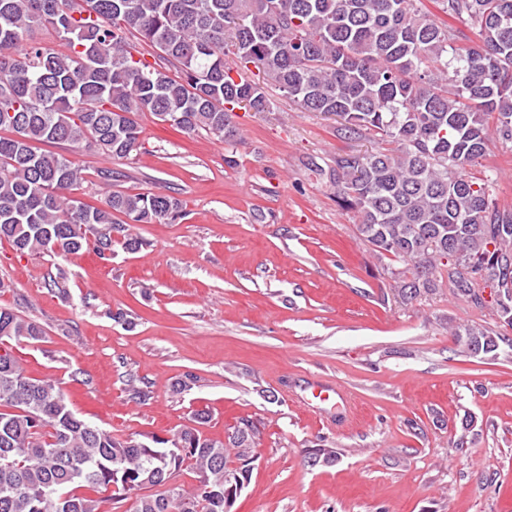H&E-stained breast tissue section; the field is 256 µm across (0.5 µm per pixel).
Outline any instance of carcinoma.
Listing matches in <instances>:
<instances>
[{"label":"carcinoma","mask_w":512,"mask_h":512,"mask_svg":"<svg viewBox=\"0 0 512 512\" xmlns=\"http://www.w3.org/2000/svg\"><path fill=\"white\" fill-rule=\"evenodd\" d=\"M432 2L443 16L423 0H0V240L50 258L138 251L133 225L174 221L181 201L111 191L85 203L71 194L83 168L50 147L127 159L141 147L145 110L232 144L236 111L268 109L263 79L301 109L338 117L344 133L380 141L336 156L331 175L363 240L406 265L393 272L399 298L446 283L482 307L488 283L512 328V209L498 206L492 179L469 173L492 139L512 143V0ZM143 45L164 64L145 61ZM252 66L262 78L247 76ZM44 336L0 309V512H106L129 499V512H224L227 477L243 474L257 447L253 421L214 440L198 410L169 437H116L13 355L10 342ZM455 336L473 356L512 354L504 331L468 326ZM182 467L196 475L194 490L141 493ZM113 485L115 497L95 496Z\"/></svg>","instance_id":"carcinoma-1"}]
</instances>
